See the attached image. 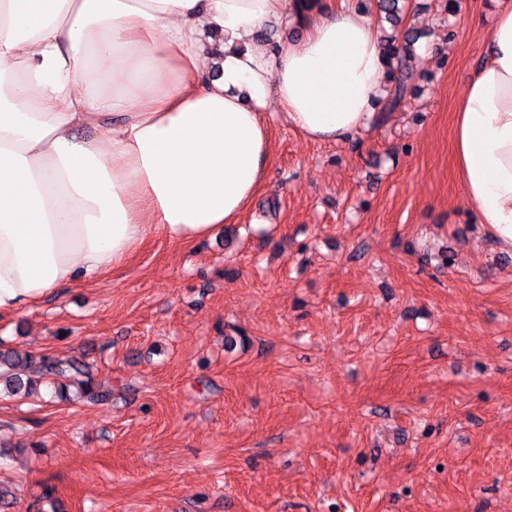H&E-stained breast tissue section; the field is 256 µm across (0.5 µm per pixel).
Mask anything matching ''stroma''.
<instances>
[{
  "label": "stroma",
  "mask_w": 512,
  "mask_h": 512,
  "mask_svg": "<svg viewBox=\"0 0 512 512\" xmlns=\"http://www.w3.org/2000/svg\"><path fill=\"white\" fill-rule=\"evenodd\" d=\"M404 2L411 96L344 143L268 107L232 240L156 233L0 313L5 348L110 392L0 398L9 512H512V252L451 150L496 3Z\"/></svg>",
  "instance_id": "stroma-1"
}]
</instances>
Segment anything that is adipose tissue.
Wrapping results in <instances>:
<instances>
[{
  "label": "adipose tissue",
  "instance_id": "adipose-tissue-1",
  "mask_svg": "<svg viewBox=\"0 0 512 512\" xmlns=\"http://www.w3.org/2000/svg\"><path fill=\"white\" fill-rule=\"evenodd\" d=\"M285 20L304 37L257 42ZM385 69L354 0L300 18L288 0H0V312L100 277L150 234L191 244L234 223L266 179L268 106L344 142L378 121ZM452 151L470 215L511 250L512 0Z\"/></svg>",
  "mask_w": 512,
  "mask_h": 512
}]
</instances>
